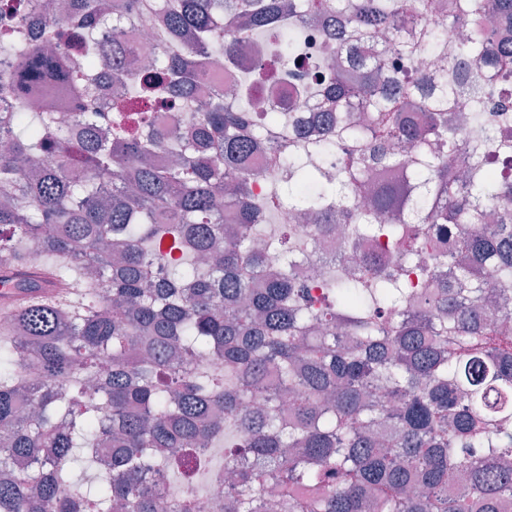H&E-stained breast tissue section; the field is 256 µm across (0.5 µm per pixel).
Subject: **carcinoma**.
<instances>
[{
    "mask_svg": "<svg viewBox=\"0 0 512 512\" xmlns=\"http://www.w3.org/2000/svg\"><path fill=\"white\" fill-rule=\"evenodd\" d=\"M0 0V282L81 288L6 303L0 324V512H198L194 476L231 465L223 512H501L512 502V214L482 229L484 200L512 199L487 130L462 169L454 112L467 77L419 56L440 34L413 13L447 0ZM478 27L454 50L512 82V0H464ZM347 14L336 67L307 62L306 16ZM167 45L134 74L102 58L108 25ZM387 42L410 78L385 79L363 49ZM308 83L327 109L294 144L269 197L323 232L340 225L336 271L294 276L300 249L261 229L270 201L245 167L262 149L217 93L189 133L143 106L193 96L210 64ZM112 67L123 98L96 103ZM367 113L363 122L351 113ZM322 184L307 199L305 182ZM412 260L347 268L364 241ZM112 467L95 496L73 483L74 449ZM224 445L216 469L200 448ZM179 473L163 501L147 478ZM463 476L452 494L448 476Z\"/></svg>",
    "mask_w": 512,
    "mask_h": 512,
    "instance_id": "cac0c4a2",
    "label": "carcinoma"
}]
</instances>
